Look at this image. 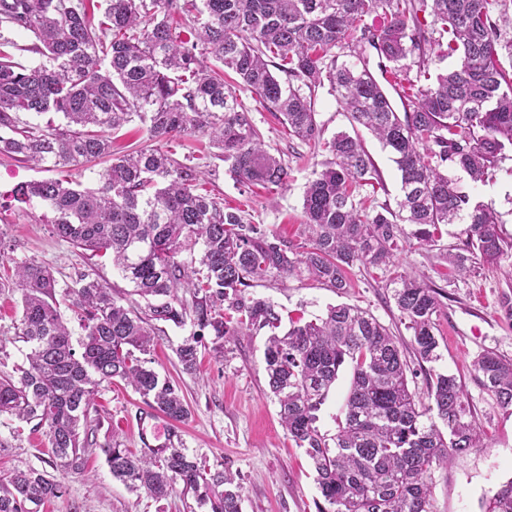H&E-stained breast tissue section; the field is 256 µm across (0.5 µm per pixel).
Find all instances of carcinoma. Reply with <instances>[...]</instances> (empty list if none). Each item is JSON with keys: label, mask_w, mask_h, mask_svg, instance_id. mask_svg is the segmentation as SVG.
Segmentation results:
<instances>
[{"label": "carcinoma", "mask_w": 512, "mask_h": 512, "mask_svg": "<svg viewBox=\"0 0 512 512\" xmlns=\"http://www.w3.org/2000/svg\"><path fill=\"white\" fill-rule=\"evenodd\" d=\"M105 2L97 21L86 0H0V28L24 33L30 44L20 50L45 58L30 66L0 56V157L60 172L110 158L95 188L49 177L20 186L15 201L50 206L59 237L95 256L110 254L132 286L120 294L89 272L78 274L63 289L82 330L75 341L48 268L26 260L13 280H0V288L21 293L15 335L30 345L18 379L0 378V415L36 422L55 468L78 474L88 450L80 423L102 384L120 381L171 422L187 419L179 386L144 359L155 323L189 321L213 332L221 349L244 330H263L268 386L288 438L313 463L323 498L317 512H429L431 469L481 447L456 376L436 374L431 403L422 405L408 387L398 341L369 311L330 306L281 334L276 306L248 289L306 273L339 293L353 265L391 263L403 224L416 226L412 236L422 244L436 242L442 225L465 224L468 251L487 262L501 255L500 215L448 171L484 182L512 160V0ZM379 11L380 25L366 22ZM421 13L433 16V25ZM343 45L355 61L332 54ZM370 49L382 73L417 58L415 79L404 77L411 94L403 112L371 71ZM447 57L456 58L455 68L431 77V65ZM210 58L223 69L211 68ZM326 85L350 124L393 155L402 192L396 207L384 202L368 210L356 200L358 189L384 184L360 136L341 131L324 140L314 93ZM240 92L280 115L289 135L330 155L306 186L300 243L199 191L198 166L159 146L201 131L233 180L284 186L288 170L265 148ZM52 111L64 123L42 127L21 118ZM135 119L157 146L112 156V134ZM198 244V265L178 260ZM391 284L414 349L438 361V292L407 271ZM198 344L192 336L176 349L188 373L196 369ZM346 366L344 420L330 436L317 426V412ZM473 368L477 382L512 408V360L486 352ZM102 452L112 476L133 492L159 501L180 484L209 512H242L235 477L183 448ZM65 490L43 470L15 472L0 486V512H30L28 505ZM488 512H512V480L492 496Z\"/></svg>", "instance_id": "carcinoma-1"}]
</instances>
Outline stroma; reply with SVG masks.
<instances>
[{"mask_svg":"<svg viewBox=\"0 0 512 512\" xmlns=\"http://www.w3.org/2000/svg\"><path fill=\"white\" fill-rule=\"evenodd\" d=\"M241 100L270 152L288 168V182L277 193L241 185L226 175L206 136L181 135L171 149L177 159L198 158L203 179L223 197L225 206L245 210L252 223L268 231L297 239L304 221L305 185L325 156L311 145L289 139L280 120L251 95H242ZM361 137L381 173L384 189L376 193L363 187L359 199L396 203L400 175L395 163L369 132H362ZM45 176V171L31 163L0 158V265L33 259L48 267L62 285L72 284L80 272L92 268L111 288L129 291L110 258H88L84 250L55 234L49 206L37 203L22 209L13 201L11 194L18 184ZM457 178L500 213L501 256L488 262L479 253L466 251L464 225L451 224L441 227L435 246L409 238L400 242L395 257L399 270L425 275L442 293L436 317L439 361L419 362L411 345L412 332L395 305L390 274L384 268L353 266L340 294L306 276L272 278L253 287L252 294L273 302L287 323L314 320L328 306L342 303L369 310L399 339L409 365V388L420 399H427L436 373L456 376L486 445L433 467L428 478L429 512H487L490 497L512 479V412L475 381L472 362L486 351L512 360V315L502 310L505 299H512V177L500 173L476 185L465 173H458ZM20 311V292L1 288L0 375L12 374L28 351L14 334ZM193 332L189 324L162 325L151 353L153 368L178 383L189 404L190 415L177 430L180 447L235 476L242 486V512H317L321 496L315 472L303 449L288 439L279 407L267 387L265 332L241 333L225 345L220 356L213 351L212 334H204L197 369L187 374L175 350ZM145 407L144 399L130 387H103L89 415L92 452L84 459V474L67 476L65 494L33 507L32 512H202L193 496L177 492L156 501L130 492L113 479L103 451L117 445L140 452L137 418ZM51 459L42 431L0 416V477L31 467L51 471Z\"/></svg>","mask_w":512,"mask_h":512,"instance_id":"1","label":"stroma"}]
</instances>
